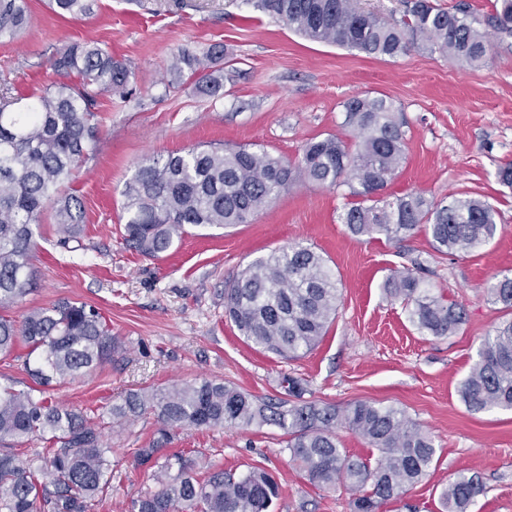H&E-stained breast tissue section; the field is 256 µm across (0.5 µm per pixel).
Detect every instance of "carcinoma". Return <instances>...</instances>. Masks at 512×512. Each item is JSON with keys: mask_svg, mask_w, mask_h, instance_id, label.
<instances>
[{"mask_svg": "<svg viewBox=\"0 0 512 512\" xmlns=\"http://www.w3.org/2000/svg\"><path fill=\"white\" fill-rule=\"evenodd\" d=\"M311 41L333 44L380 59L413 49L479 65L492 49L465 3L443 9L432 0H405L399 21L358 6V0H246ZM487 19L488 27L512 36V0ZM62 18L90 14L89 0H49ZM29 23L27 0H0V38L16 37ZM224 49L198 57L186 51L169 68V84L185 70L200 92L218 96L224 88ZM56 82L24 108L0 94V306L30 291L35 228L43 209L56 208L57 231L66 244L81 232V202L61 193L93 153L97 129L91 120L96 96L122 98L133 74L127 64L95 41L64 45L52 62ZM344 125L357 141L351 151L334 135L305 144L291 163L245 147L192 148L142 162L123 190L124 240L150 258L169 251L186 226L224 228L246 224L297 182L346 186L363 198L343 214L348 229L363 236L401 240L427 226L433 248L468 255L497 233V212L487 202L450 195L428 200L406 195L379 198L405 158L406 131L392 103L354 96L343 103ZM385 292L400 301L418 330L435 337L454 334L465 309L433 294L409 269L387 277ZM488 299L512 312V277L495 279ZM336 278L324 257L308 247L275 250L253 262L224 288L225 315L255 347L288 360L312 351L335 319ZM38 354L25 366L31 385H0V512H90L112 489V464L102 429L121 426L147 412L159 424L149 447L134 454L137 469L153 470L155 488L132 499V512H271L278 485L264 470L237 476L205 469L203 453H163L172 432L184 427L273 425L287 437L290 458L310 484L331 490L344 483L358 493L355 512H380L426 475L436 449L431 436L405 411L370 401L343 409L301 400V382L285 379L288 398H257L222 381L201 378L161 390H129L120 402L92 410L67 409L49 391L112 359L120 345L99 311L83 302L59 301L30 310L19 322L0 317V355L19 343ZM473 413L512 410V318L484 337L469 374L458 387ZM348 428L378 452L376 460L351 457L338 445L336 429ZM39 441L25 454L16 446ZM484 492L477 473H459L441 493L444 512H468Z\"/></svg>", "mask_w": 512, "mask_h": 512, "instance_id": "1", "label": "carcinoma"}]
</instances>
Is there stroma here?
I'll return each mask as SVG.
<instances>
[{"mask_svg": "<svg viewBox=\"0 0 512 512\" xmlns=\"http://www.w3.org/2000/svg\"><path fill=\"white\" fill-rule=\"evenodd\" d=\"M28 5V27L0 40V86L14 96L32 103L59 81L50 59L69 41H98L134 74L128 98H96L95 153L66 187L84 209L78 240L61 244L46 208L33 289L0 307V316L19 320L59 300L84 302L120 341L112 360L58 385L54 399L88 410L131 389L202 377L282 398L290 376L301 381L304 400L393 405L431 435L436 455L427 475L381 512H443L441 490L459 472L478 473L485 486L469 512H512V411L473 413L458 396L484 337L507 318L485 290L494 277L512 276V188L498 179L512 163V37H494L485 63L473 67L416 49L384 60L312 42L244 0H95L90 15L68 19L48 0ZM216 44L224 48L221 95L200 94L189 76L168 85L175 56H201ZM353 96L386 98L405 122L406 159L383 197L485 199L498 212L487 246L454 257L436 252L422 227L400 241L352 234L341 220L354 202L348 187L300 182L250 223L190 230L156 258L127 248L122 191L144 159L229 144L293 160L314 138L350 144L343 104ZM295 246L324 256L341 302L322 342L287 362L247 343L226 320L224 284L271 251ZM402 265L417 266L434 293L465 308L455 334L420 332L387 296L384 283ZM157 428L146 414L106 433L112 489L96 512H131L132 498L153 487L151 472L134 468L133 457ZM169 448L199 449L214 471L271 473L279 485L272 512H354L347 486L308 483L278 427L185 428Z\"/></svg>", "mask_w": 512, "mask_h": 512, "instance_id": "stroma-1", "label": "stroma"}]
</instances>
